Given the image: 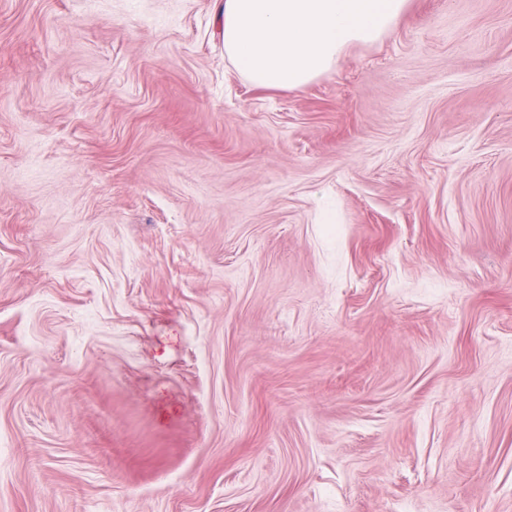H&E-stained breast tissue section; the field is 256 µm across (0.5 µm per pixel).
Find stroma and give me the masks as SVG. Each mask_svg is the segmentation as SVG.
<instances>
[{
	"label": "stroma",
	"instance_id": "stroma-1",
	"mask_svg": "<svg viewBox=\"0 0 512 512\" xmlns=\"http://www.w3.org/2000/svg\"><path fill=\"white\" fill-rule=\"evenodd\" d=\"M0 512H512V0H0ZM224 55L253 85L302 90L349 47L392 31L408 0H222Z\"/></svg>",
	"mask_w": 512,
	"mask_h": 512
}]
</instances>
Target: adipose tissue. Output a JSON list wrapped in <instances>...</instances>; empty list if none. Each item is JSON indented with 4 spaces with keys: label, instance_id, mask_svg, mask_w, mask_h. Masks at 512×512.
Masks as SVG:
<instances>
[{
    "label": "adipose tissue",
    "instance_id": "1",
    "mask_svg": "<svg viewBox=\"0 0 512 512\" xmlns=\"http://www.w3.org/2000/svg\"><path fill=\"white\" fill-rule=\"evenodd\" d=\"M408 0H222L224 55L253 85L301 90L349 47L392 31Z\"/></svg>",
    "mask_w": 512,
    "mask_h": 512
}]
</instances>
